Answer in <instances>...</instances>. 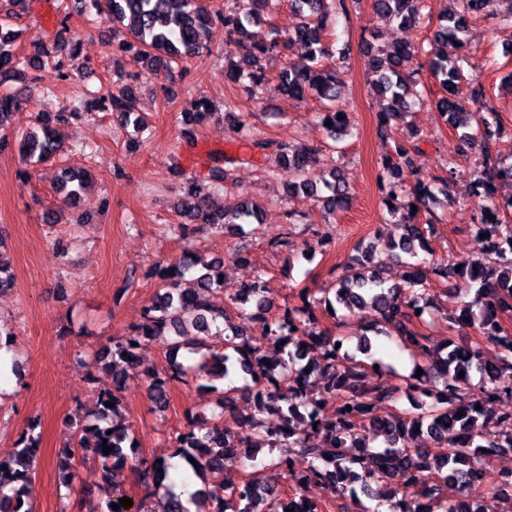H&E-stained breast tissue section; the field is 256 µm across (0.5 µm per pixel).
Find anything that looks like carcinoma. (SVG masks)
Returning a JSON list of instances; mask_svg holds the SVG:
<instances>
[{
	"instance_id": "carcinoma-1",
	"label": "carcinoma",
	"mask_w": 512,
	"mask_h": 512,
	"mask_svg": "<svg viewBox=\"0 0 512 512\" xmlns=\"http://www.w3.org/2000/svg\"><path fill=\"white\" fill-rule=\"evenodd\" d=\"M279 2L235 0V7L216 11L203 0H56V11L63 22L76 12L93 22L110 24L114 30L126 28L129 38H116L113 54L138 49L151 73L164 74L166 82L160 89L166 99L173 92L176 76L185 72V59L208 49L217 25L224 27L226 38L224 79L250 97L269 80L267 65L299 44L305 52L300 61L277 72L278 90L293 100L324 102L321 122L332 123L329 131L338 141L347 134L351 121L337 103L336 66L324 64L333 58V45L326 38L331 4L329 0H288L299 22L292 32L282 35L273 22ZM498 2L448 0L450 8L438 17L426 48L406 43L367 44L373 86L386 101L377 113L380 126L410 112L415 104L431 102L458 131L460 144L478 142L484 149L481 171L468 188V198L476 208V235L480 236L479 256L468 263L474 294L456 308L441 310L438 317L450 330L473 327L481 341L468 344L450 338L435 348L429 336L415 328L421 322L417 310L430 303L432 280L449 285L459 273L456 264L432 258L435 224L431 214L411 209L426 206L436 186H448L452 169L431 181L417 179L407 195L396 180L410 167L411 153L418 150L419 137L412 132L393 154L382 159L376 177L393 224L401 228L398 237L380 238L378 245L397 253L403 273L396 281L385 277L372 265L374 246L370 245L355 258L352 272L336 280L333 296L324 297V306L337 305L350 312L364 307L375 312L378 318L371 331L386 336L384 327L396 329L401 341L413 348L423 374L418 378L413 372L402 374L396 383H383L382 371L374 369L381 361L356 359L349 349L336 347L346 337L318 328L305 288L301 289L302 305L287 308L268 321L264 341L274 351H265L263 341L249 339L231 323L220 280L223 260L202 261L189 252L177 264L155 268L161 293L145 307L133 332L112 339L103 355L114 388L99 393L92 419L76 422L73 439L57 455L55 468L63 485L71 486L78 477L75 449L81 448L97 455L105 471L99 493L70 498L61 512H150L149 500L159 490L157 483L168 466L143 458L129 464L138 446L124 421L122 405L132 370L144 377L160 413L169 406L170 384L186 383L194 376L207 379L216 396L211 417L191 419L186 431L168 435V444L197 476L214 469L242 468L240 480L205 484L186 502L173 487H164L165 512H321L304 495L309 485H320L338 498L359 492L368 496L373 485L384 489L381 498L400 491L401 501L408 506L398 512H495L494 500L503 494L512 472L500 471L490 477L482 472L481 458L512 448V429L501 428L512 420V412L502 414L492 408L501 395L512 396V335L501 324V316L512 314V225L501 218L502 213L512 212V200L497 194L499 186L512 185V163L503 162L493 150L502 136L499 112L481 100V92L468 87L462 67L448 57V42L467 48L469 23L474 18H492L511 28L512 9L502 14L496 8ZM374 4L377 11L400 24H421L427 18L425 0H374ZM5 5V15L18 18L28 14L30 0H4L0 9ZM259 24L270 29L269 39H251L249 27ZM18 38L16 31L0 24V77L7 74L15 82L0 92L1 132L10 129L16 109L26 100L30 65L52 66L61 78H69L58 57L60 36L37 41L31 54L19 52ZM425 68L441 88L433 100L425 94L420 78ZM98 100L103 110L123 123L136 112V97L126 87L109 88ZM339 115L343 119H337ZM11 133L19 141L21 156L29 162H48L64 151L54 140L51 126L41 118ZM245 145L249 157L239 159L240 163L252 164L258 157L266 160L273 155L275 168L263 171L270 176L288 173L290 194L315 197L331 213L348 209L346 182L335 167L328 176L321 175L314 151H292L288 144L257 133L248 135ZM88 177L84 167H66L56 192L72 205ZM182 207L220 233L226 224L241 230L245 224L259 223L257 207L248 202L226 205L223 215L213 216L209 200L197 193L191 181L184 186ZM187 275L192 287L183 288L181 280ZM270 295L269 281L259 274L232 304L239 305L237 315L245 319L244 305L249 303L264 313L270 308ZM209 336L224 337L223 347L210 348ZM156 339L166 343L171 356L163 373L144 364L138 354L139 346ZM182 349L200 360L188 366L178 362ZM240 372L243 386L218 389L216 383ZM473 373L479 375V384L464 388ZM402 393L410 398L413 411L399 409ZM241 398L250 401L245 413L237 410ZM108 402L112 406H106ZM377 437L382 438L384 448L372 450L370 442ZM429 441L447 452L432 457L426 448ZM39 444L40 435L32 426L19 438L15 456L0 460V512H33ZM263 448L268 449L266 460L258 458ZM190 457L194 462L188 461ZM127 467L144 495L130 507L115 511L112 504L119 503L121 495L109 481V472ZM281 483L289 487L286 499Z\"/></svg>"
}]
</instances>
